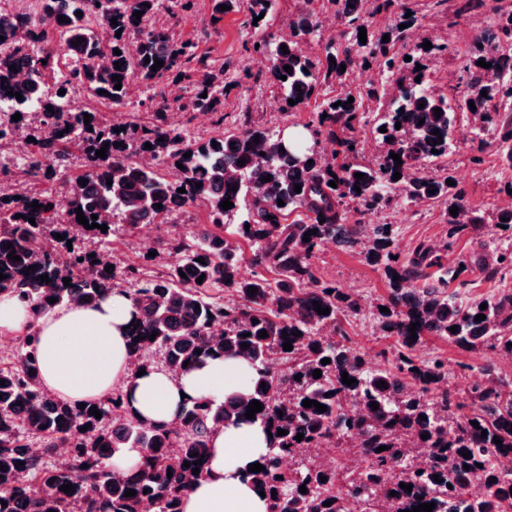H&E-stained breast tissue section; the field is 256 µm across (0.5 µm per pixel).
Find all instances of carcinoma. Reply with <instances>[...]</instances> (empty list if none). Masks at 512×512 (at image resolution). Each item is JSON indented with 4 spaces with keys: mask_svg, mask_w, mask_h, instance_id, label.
<instances>
[{
    "mask_svg": "<svg viewBox=\"0 0 512 512\" xmlns=\"http://www.w3.org/2000/svg\"><path fill=\"white\" fill-rule=\"evenodd\" d=\"M213 2L215 20L224 16L218 6L226 5L247 12L252 22L268 13L275 0ZM326 2L351 36L344 44L329 39L324 59L313 60L300 49L318 27L307 10L289 20L288 37L280 41L289 53L270 49L260 33L251 43L252 54L269 60L261 76L297 107L316 91L317 72H323L325 80L340 81L345 76L343 64L348 69L363 60L376 64L396 84V94L382 117L387 132L375 128L384 146L375 166L361 158L354 134L365 123V102L386 96L377 87L324 100L315 120L305 126L313 141L326 137L340 146L330 160L316 146L292 145L280 132L249 119L236 131L214 138V148L209 140H185L172 112H213L221 126L220 97L234 82H224V66L216 67L199 54L197 43L174 38L161 19L171 16V7L163 0H65L62 6L58 0H32L22 11L0 7L1 35L11 37L17 28L27 26L28 35L42 43L33 55L17 44L0 51V92L13 93L11 112L0 119V147L5 149L0 155V273L6 275L0 280V294L29 302L40 315L60 306L94 305L126 283L121 292L132 303V323L137 325L130 336L142 337L133 343L139 367H156L177 377L221 356L243 360L255 370L246 390L226 393L221 402L195 399L170 426H151L130 416L122 425L111 426V415L126 413L123 393L114 391L82 409L45 391L38 375L39 336L35 327H29L15 362L0 366V512H143L147 503L155 512H183L184 496L205 472L211 431L242 423L259 424L273 433L272 448L258 460L265 470L249 473L269 499L270 512H378L379 495L392 491L396 512L431 502L432 512H512V473L496 465L498 458L512 456V380L488 370L475 378L460 402L448 363L437 358L422 361L414 355L426 337L437 336L463 349L489 346L512 360V294L463 302L448 293V284L468 287L467 268L443 264L448 249L468 232L484 228L493 237L503 225L512 228V210L474 208L462 189L446 184L449 176L429 170L448 153L455 120L447 96L429 91L424 71L404 74L407 61L397 55L395 46L415 27L416 19L400 16L399 23L387 30V42L383 34L373 32L366 33V43L360 42L366 19L396 10L400 0H365L364 8L355 10L348 8L347 0ZM78 11L82 16H76ZM136 11L142 12L138 19L133 17ZM60 16L68 22H59ZM401 24L406 28H399ZM491 26V36H479L482 47L466 66L462 111L472 117L474 136L489 126L498 130L501 152L512 165V8L499 11ZM79 37L85 41L72 45ZM57 41L66 56L81 55L82 63L73 69V80L56 84L65 94L48 102L41 96L43 83L67 66ZM116 48L121 54L114 53ZM157 59L163 67L154 72ZM479 60L491 67L478 66ZM25 64L29 79L18 83L17 69ZM285 65L290 71L283 69ZM172 74L188 82L187 103L174 109L163 92H155L146 116L120 127L96 108L87 123L84 110L72 105L79 89L96 102L123 107L131 84L139 81L156 88ZM114 75L122 77L119 90ZM203 93L207 97H201ZM18 94L22 99H16ZM338 101L342 105L334 106ZM49 106L53 111L47 110ZM436 108L443 114L435 116ZM17 113L21 119L12 120ZM436 130L440 135H434ZM30 137L35 142L28 141ZM147 143L152 149L144 148ZM103 147L107 157L100 158L96 152ZM392 152L401 156V166L390 157ZM76 153L87 160L88 168L75 177H58L54 159ZM242 158L245 164L240 165ZM179 163L183 169L178 180L164 176V167ZM397 172L401 178L395 181ZM357 173L364 178L357 179ZM15 174L32 184L31 193L18 199L11 185ZM267 175L270 181L265 182ZM331 181L336 187L329 186ZM297 184L299 193L294 191ZM233 186L237 191H230ZM179 188L185 192H177ZM227 198L233 207L225 210L221 202ZM431 199L444 200L449 209L457 207L458 214L447 215L448 232L440 247L421 245L411 257L396 250V225L375 224L368 230L360 223H346L348 201L371 214ZM35 201L41 205L38 210L31 207ZM246 201L244 217L232 236H224L225 221ZM195 203L206 209L207 227L160 242L156 251L163 270L154 275H145L139 265L118 255L112 257L114 268L107 273L110 264L101 260V254L92 259L81 245L86 239L106 241L112 225L105 232L87 230L78 222L77 208L90 224L101 223L91 219L93 214H115L132 232ZM269 215L273 219H267ZM31 218L35 223H29ZM313 229L317 233L304 241ZM57 233L65 239L56 238ZM338 235L346 245L360 247L365 262L381 267L388 280L389 292L381 305L389 312L377 316L379 333L395 338L386 367L372 368L351 345L343 326L359 312L358 299L323 278L312 262ZM244 243L256 246V264L274 277L258 272L247 280L238 278ZM11 252L20 260L8 258ZM200 258L205 263H199ZM32 266L36 270H30ZM433 266L445 276L430 280L427 269ZM483 269L490 278L511 271L512 249L497 252ZM45 274L48 283L38 280ZM65 278L71 279L67 286ZM220 287L231 288L232 297L214 298L210 290ZM252 287L257 292H250ZM50 298L57 302L49 303ZM314 301L330 313H317ZM481 313L485 319L475 320ZM413 323L415 340L410 333ZM452 326L458 332H451ZM262 330L267 337H259ZM297 331L302 336H294ZM286 342L292 350L283 349ZM243 343L248 348L241 347ZM324 358L331 362L321 363ZM316 369L322 372L318 379L313 376ZM345 372L356 382L344 384ZM380 380L386 386H376ZM254 400L262 403V410L248 419L245 413ZM305 400L317 401L327 410L306 408ZM373 402L379 409L372 410ZM94 405L101 412L99 419L89 412ZM474 421L478 426L472 425ZM85 425L88 429L80 431ZM280 429L287 434L278 435ZM299 433L304 435L301 441L296 440ZM425 433L429 438H422ZM34 436L43 440L40 453L29 446ZM496 436L499 445L493 442ZM329 441L341 449L357 446L364 462L359 476L345 478L336 461L308 457L307 449ZM380 446L386 450L377 451ZM126 448H142L144 456L116 472L111 461ZM466 451L467 458L462 456ZM285 458L292 467L282 466ZM186 462L190 467H184ZM196 467L197 475L192 473ZM478 471L486 480L485 493L471 498L468 487ZM436 475L442 482L434 481ZM322 476L327 481H320ZM67 483L73 486L69 494L60 490ZM402 483L412 485V490L400 488ZM302 485L305 494L300 492ZM129 490L136 495L124 496Z\"/></svg>",
    "mask_w": 512,
    "mask_h": 512,
    "instance_id": "carcinoma-1",
    "label": "carcinoma"
}]
</instances>
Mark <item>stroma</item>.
Returning <instances> with one entry per match:
<instances>
[{"label":"stroma","mask_w":512,"mask_h":512,"mask_svg":"<svg viewBox=\"0 0 512 512\" xmlns=\"http://www.w3.org/2000/svg\"><path fill=\"white\" fill-rule=\"evenodd\" d=\"M511 1L483 0L482 7L467 11L463 8L464 0H444L437 7L431 0H404L419 19L418 36L448 44L447 54L426 61L427 80L436 91L455 97V86L480 29L494 16L496 7ZM212 5V0H197L195 12L170 22L177 39L198 41L199 53L214 63L223 64L225 80L234 84L224 95L223 125H216L210 118L203 120L199 115H192L190 122L183 126L189 139L205 141L218 136L221 130H234L247 115L259 124L284 133L300 129L313 119L323 99L339 94L341 83L323 82L309 104L289 109L279 92L255 79L266 63L254 58L249 51L254 30L246 12L235 10L225 14L215 32L202 36ZM455 124L454 141L443 164L448 174L457 180L459 188L464 190L471 206L495 207L505 195V183L512 181V167L506 164L492 136H484L480 141L472 139L467 114L456 113ZM476 153L484 158L478 167L470 162ZM445 219L444 204L432 200L411 202L375 216L376 223L397 225L396 247L409 257L419 245L441 243L448 230ZM314 262L326 279L336 281L340 288L358 298L361 311L351 317L346 330L354 347L367 354L372 367L385 366L391 341L380 336L375 327L376 307L388 294V281L383 270L367 264L358 251L348 248H322ZM416 355L422 360H447L448 370L461 391L466 390L473 376L481 374L482 370L492 368L503 375L508 372L507 367L496 359L494 350L484 347L466 352L438 337L429 338L417 349Z\"/></svg>","instance_id":"1"}]
</instances>
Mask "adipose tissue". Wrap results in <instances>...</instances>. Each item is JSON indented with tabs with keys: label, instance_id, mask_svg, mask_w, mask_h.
Segmentation results:
<instances>
[{
	"label": "adipose tissue",
	"instance_id": "ef3b65f1",
	"mask_svg": "<svg viewBox=\"0 0 512 512\" xmlns=\"http://www.w3.org/2000/svg\"><path fill=\"white\" fill-rule=\"evenodd\" d=\"M128 297L109 294L97 306L69 305L43 314L17 297L0 296V335L36 324L41 380L71 404L98 401L122 390L128 415L156 425L176 422L186 401H222L226 391L245 388L251 368L216 358L180 376L131 366ZM271 440L260 426L212 431L206 474L183 501V512H268L267 502L250 486L246 471L265 455Z\"/></svg>",
	"mask_w": 512,
	"mask_h": 512
}]
</instances>
